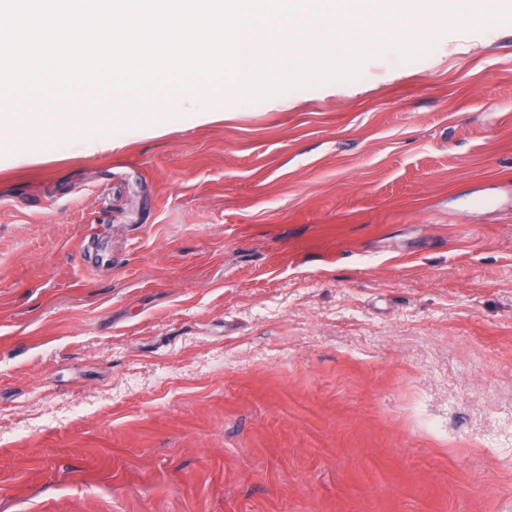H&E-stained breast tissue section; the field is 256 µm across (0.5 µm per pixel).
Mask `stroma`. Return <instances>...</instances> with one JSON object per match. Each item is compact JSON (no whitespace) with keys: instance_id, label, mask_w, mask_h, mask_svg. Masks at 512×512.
Here are the masks:
<instances>
[{"instance_id":"1","label":"stroma","mask_w":512,"mask_h":512,"mask_svg":"<svg viewBox=\"0 0 512 512\" xmlns=\"http://www.w3.org/2000/svg\"><path fill=\"white\" fill-rule=\"evenodd\" d=\"M0 158V512H512V22Z\"/></svg>"}]
</instances>
